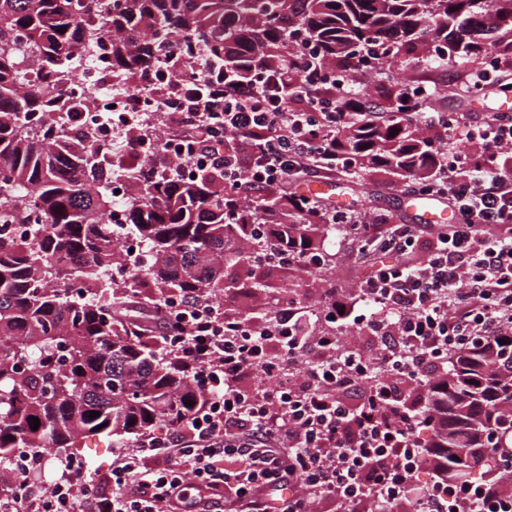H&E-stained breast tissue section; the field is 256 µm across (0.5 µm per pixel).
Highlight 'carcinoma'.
<instances>
[{"label": "carcinoma", "mask_w": 512, "mask_h": 512, "mask_svg": "<svg viewBox=\"0 0 512 512\" xmlns=\"http://www.w3.org/2000/svg\"><path fill=\"white\" fill-rule=\"evenodd\" d=\"M291 35L344 71L374 47L384 62L421 55L434 65L432 44L464 64L486 51L487 36L512 58V10L501 0H112L106 9L101 0H0V221L30 230L0 236L1 468L23 448L71 456L89 435L187 419L199 394L181 365L163 354L160 337L130 330L114 309L124 294L152 309L171 293L217 296L230 259L243 265L241 288L251 294L263 287L255 270L276 250L255 237V218L217 179L179 181L144 157L120 165L90 131L66 129L56 104L70 98L72 58L102 49L112 75L129 82L175 48L245 75L279 62ZM377 97L392 122L338 135L336 154L399 175L434 161L435 140L399 118L397 91L381 83ZM121 175L139 189L122 203L111 190ZM305 200L291 192L264 203L282 214L277 238L295 250L336 232L309 222ZM117 208L148 250L147 265L121 288L111 275ZM504 340L492 352L474 342L451 360L447 385H430V399L444 406V437L429 447L450 479L477 470L479 482L498 488L512 462V335Z\"/></svg>", "instance_id": "carcinoma-1"}]
</instances>
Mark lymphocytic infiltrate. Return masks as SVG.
Wrapping results in <instances>:
<instances>
[{
  "instance_id": "f902f5d3",
  "label": "lymphocytic infiltrate",
  "mask_w": 512,
  "mask_h": 512,
  "mask_svg": "<svg viewBox=\"0 0 512 512\" xmlns=\"http://www.w3.org/2000/svg\"><path fill=\"white\" fill-rule=\"evenodd\" d=\"M287 71L241 77L213 61L181 71L179 107L167 139L131 127L129 147L179 177H219L224 192L252 205L253 191L353 163L336 161L338 132L386 125L390 114L354 93L375 69L361 62L350 75L289 39ZM429 76L400 88L406 118L431 135H447L434 171L411 181L420 195L447 199L457 220L433 224L434 242L417 265L402 257L418 227L375 231L374 218L307 203L309 218L337 224L348 242L388 255L343 292L324 289L318 307L278 302L272 317H230L198 290L169 297L155 321L169 353L188 372L201 400L192 416L160 437L141 434L134 451L118 450L109 471L90 472L70 459L61 484L38 483L29 469L7 475L0 512H314L319 495L341 512H512L501 490L468 481L433 493L418 483L409 454L427 456L420 433L427 413L399 396L402 382L420 383L427 368L447 364L471 342L512 332V117L476 124L466 112H439ZM464 140L472 150L458 153ZM356 327L378 337L374 362L337 348V330ZM262 371L266 384L243 383ZM366 382L363 402L347 393Z\"/></svg>"
}]
</instances>
